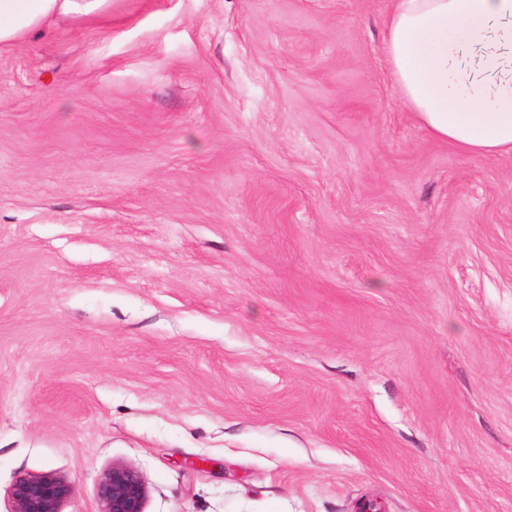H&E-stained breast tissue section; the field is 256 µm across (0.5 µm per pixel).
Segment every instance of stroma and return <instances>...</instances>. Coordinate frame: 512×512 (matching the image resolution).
I'll return each instance as SVG.
<instances>
[{"instance_id": "obj_1", "label": "stroma", "mask_w": 512, "mask_h": 512, "mask_svg": "<svg viewBox=\"0 0 512 512\" xmlns=\"http://www.w3.org/2000/svg\"><path fill=\"white\" fill-rule=\"evenodd\" d=\"M391 0H112L0 48V512H512V154L396 100ZM99 512H144L147 487L137 470L112 464L98 483ZM71 494L70 482L57 472L24 474L10 490L12 512H61Z\"/></svg>"}]
</instances>
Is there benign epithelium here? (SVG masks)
Returning a JSON list of instances; mask_svg holds the SVG:
<instances>
[{
	"label": "benign epithelium",
	"instance_id": "obj_1",
	"mask_svg": "<svg viewBox=\"0 0 512 512\" xmlns=\"http://www.w3.org/2000/svg\"><path fill=\"white\" fill-rule=\"evenodd\" d=\"M72 486L54 471L28 473L12 485V512H61ZM99 512H144L147 487L137 470L112 464L98 483Z\"/></svg>",
	"mask_w": 512,
	"mask_h": 512
}]
</instances>
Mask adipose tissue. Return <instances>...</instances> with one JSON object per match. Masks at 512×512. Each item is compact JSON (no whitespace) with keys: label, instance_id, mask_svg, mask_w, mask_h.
Wrapping results in <instances>:
<instances>
[{"label":"adipose tissue","instance_id":"1","mask_svg":"<svg viewBox=\"0 0 512 512\" xmlns=\"http://www.w3.org/2000/svg\"><path fill=\"white\" fill-rule=\"evenodd\" d=\"M112 0H0V46L110 13ZM386 60L398 100L464 153L512 152V0H393Z\"/></svg>","mask_w":512,"mask_h":512}]
</instances>
